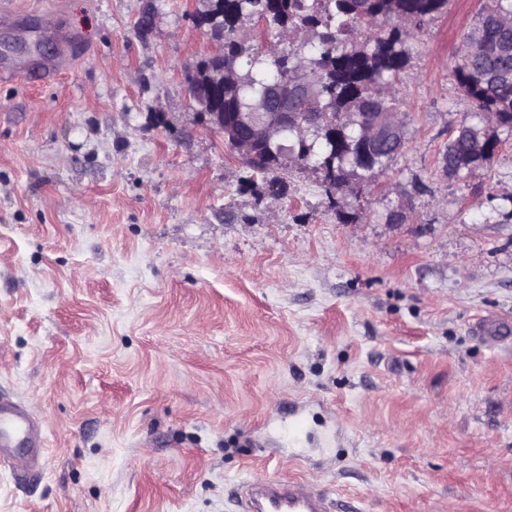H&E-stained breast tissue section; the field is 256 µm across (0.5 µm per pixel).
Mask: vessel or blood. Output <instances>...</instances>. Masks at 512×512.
I'll return each instance as SVG.
<instances>
[{"mask_svg": "<svg viewBox=\"0 0 512 512\" xmlns=\"http://www.w3.org/2000/svg\"><path fill=\"white\" fill-rule=\"evenodd\" d=\"M47 30L60 42L63 52L57 58L38 64L39 78L44 82L54 80L64 66L85 51L74 34L56 23H49ZM8 441L38 448L43 438L37 422L20 403L0 400V444ZM239 507L240 512H328L324 494L301 491L290 480H254L248 485Z\"/></svg>", "mask_w": 512, "mask_h": 512, "instance_id": "b4317fda", "label": "vessel or blood"}]
</instances>
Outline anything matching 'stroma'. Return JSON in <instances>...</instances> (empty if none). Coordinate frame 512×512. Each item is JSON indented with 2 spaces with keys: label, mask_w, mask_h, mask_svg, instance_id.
<instances>
[{
  "label": "stroma",
  "mask_w": 512,
  "mask_h": 512,
  "mask_svg": "<svg viewBox=\"0 0 512 512\" xmlns=\"http://www.w3.org/2000/svg\"><path fill=\"white\" fill-rule=\"evenodd\" d=\"M486 0H450L397 82L405 146L330 197L316 163L252 176L185 76L204 0L54 8L87 52L0 80V399L45 436L0 512H235L257 477L360 512H512V130L451 76ZM152 6L150 29L136 23ZM492 148H493V146H491L488 150H486V144L480 145V143L476 140H471V139L463 140V139H459L458 137H455L448 144V153H446L445 161H447V154H448V163L449 162L454 163L456 161L457 162L465 161L467 158L475 156L472 159V161H474V162H468V163L461 162L458 166H456V163H455L449 169H448V163H447L446 170L451 173H455V172H458L463 167L470 168V167L474 166L475 164L477 165V162H479L480 160H478V161H475V160H477L480 157H482L481 162L490 160L493 157ZM485 151H487V152H485ZM481 162H479V163H481ZM462 171H464V170H462ZM462 171H460V172H462ZM460 172H458V174Z\"/></svg>",
  "instance_id": "stroma-1"
}]
</instances>
